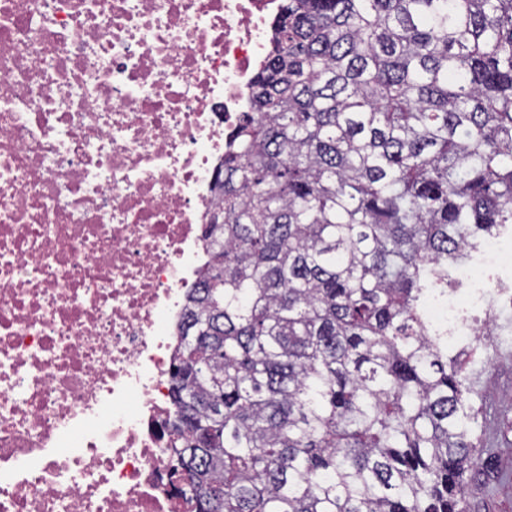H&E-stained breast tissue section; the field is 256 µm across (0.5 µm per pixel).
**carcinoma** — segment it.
<instances>
[{
    "label": "carcinoma",
    "mask_w": 512,
    "mask_h": 512,
    "mask_svg": "<svg viewBox=\"0 0 512 512\" xmlns=\"http://www.w3.org/2000/svg\"><path fill=\"white\" fill-rule=\"evenodd\" d=\"M179 325L215 512H466L478 391L435 329L512 231V0H284ZM480 261L486 266L499 267L505 264H512V257L505 255L500 247L499 239L485 241L480 250Z\"/></svg>",
    "instance_id": "obj_1"
}]
</instances>
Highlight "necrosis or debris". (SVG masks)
I'll use <instances>...</instances> for the list:
<instances>
[{
  "instance_id": "necrosis-or-debris-1",
  "label": "necrosis or debris",
  "mask_w": 512,
  "mask_h": 512,
  "mask_svg": "<svg viewBox=\"0 0 512 512\" xmlns=\"http://www.w3.org/2000/svg\"><path fill=\"white\" fill-rule=\"evenodd\" d=\"M279 0H0V512H189L166 426ZM458 341L512 289L457 272Z\"/></svg>"
}]
</instances>
